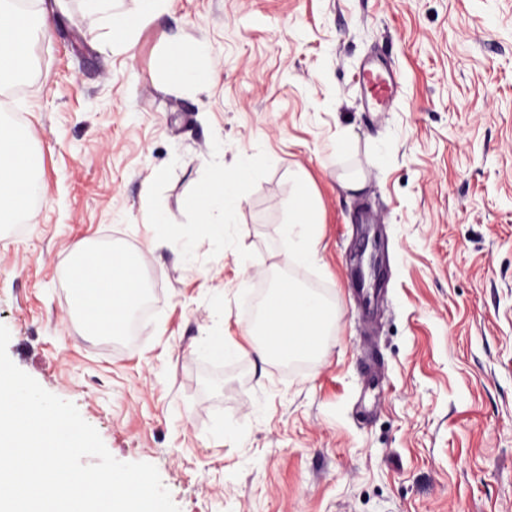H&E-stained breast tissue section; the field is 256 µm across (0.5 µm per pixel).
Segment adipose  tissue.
<instances>
[{"mask_svg": "<svg viewBox=\"0 0 512 512\" xmlns=\"http://www.w3.org/2000/svg\"><path fill=\"white\" fill-rule=\"evenodd\" d=\"M132 9L118 11L114 0H80L84 13L108 28L113 44L131 50L137 30L162 13L170 0H134ZM51 17L34 8L32 0H0V86L25 77L32 65L31 49L52 30ZM208 49L197 42L174 39L167 52L164 88L170 92L203 89L214 78ZM30 136L0 117V223L31 217L37 189L35 156ZM251 174L241 160L234 177L223 169L211 171L192 200L197 223L223 235L238 207L239 186ZM290 219L281 235L292 249L289 259L304 264L315 258L321 222L318 205L305 178H297L288 199ZM144 254L102 249L78 242L71 247L67 279L73 304L71 315L95 336L122 335L147 295ZM336 321L333 306L318 292L279 279L271 289L260 318L247 327L253 350L262 360L293 359L315 351Z\"/></svg>", "mask_w": 512, "mask_h": 512, "instance_id": "obj_1", "label": "adipose tissue"}]
</instances>
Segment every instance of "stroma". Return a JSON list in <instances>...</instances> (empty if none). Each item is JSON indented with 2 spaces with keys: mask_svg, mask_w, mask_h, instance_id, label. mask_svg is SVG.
<instances>
[{
  "mask_svg": "<svg viewBox=\"0 0 512 512\" xmlns=\"http://www.w3.org/2000/svg\"><path fill=\"white\" fill-rule=\"evenodd\" d=\"M43 6L33 70L0 91L41 185L33 221L0 223L11 360L114 458L154 464L180 512H512V0H171L129 53L78 0ZM177 33L210 48L208 88L163 90ZM370 57L398 76L382 112ZM242 151L211 236L191 200ZM354 170L358 191L338 181ZM300 173L322 222L293 265L278 228ZM82 240L148 251L137 334L70 319ZM275 263L336 307L316 361L252 352L246 303Z\"/></svg>",
  "mask_w": 512,
  "mask_h": 512,
  "instance_id": "obj_1",
  "label": "stroma"
}]
</instances>
